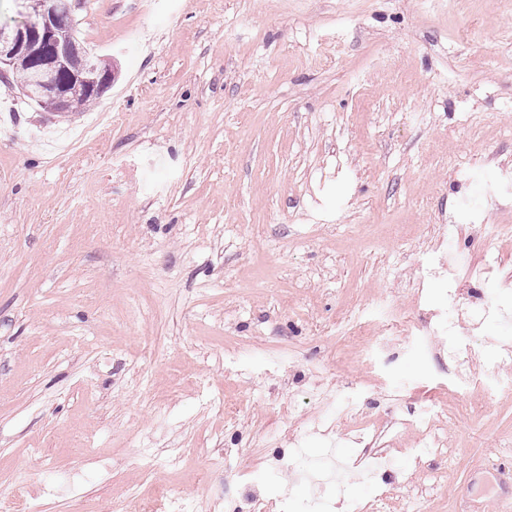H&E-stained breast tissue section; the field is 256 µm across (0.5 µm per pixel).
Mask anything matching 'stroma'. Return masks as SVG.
I'll return each instance as SVG.
<instances>
[{"instance_id":"obj_1","label":"stroma","mask_w":512,"mask_h":512,"mask_svg":"<svg viewBox=\"0 0 512 512\" xmlns=\"http://www.w3.org/2000/svg\"><path fill=\"white\" fill-rule=\"evenodd\" d=\"M118 81L70 116L0 75V499L35 512L301 508L286 458L323 404L360 471L358 420L394 423L363 512H500L512 492V333L405 336L448 306L427 255L467 253L512 304V197L473 214L464 173H512V0H77ZM140 32L142 49L118 44ZM361 318L365 331L343 326ZM458 336L471 376L442 349ZM437 411L439 454L408 409ZM457 308V298L455 295L452 305L448 308V313L442 314L438 311L420 309L417 312L416 317L406 321L404 325V331L407 335H415L421 332L423 329H427L431 325L443 327L445 324H449L453 321V315Z\"/></svg>"}]
</instances>
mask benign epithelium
I'll return each instance as SVG.
<instances>
[{
	"mask_svg": "<svg viewBox=\"0 0 512 512\" xmlns=\"http://www.w3.org/2000/svg\"><path fill=\"white\" fill-rule=\"evenodd\" d=\"M78 0H43L38 19L26 18V0H16L19 21L0 26V73L21 60L33 68L35 84L42 96L55 100L56 112L69 114L73 93L88 87L104 94L118 76L116 65H90L78 48L71 30L58 22L59 14L73 13Z\"/></svg>",
	"mask_w": 512,
	"mask_h": 512,
	"instance_id": "obj_1",
	"label": "benign epithelium"
}]
</instances>
